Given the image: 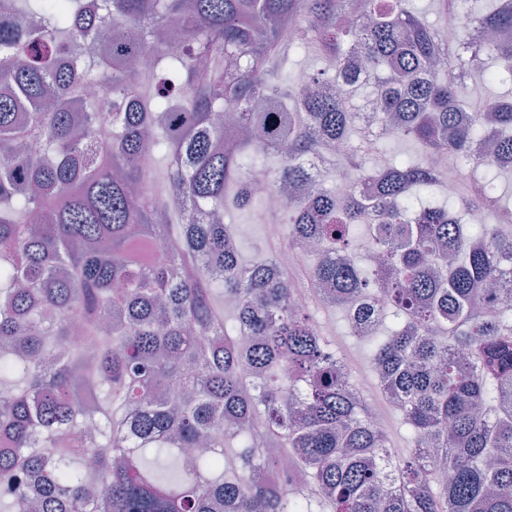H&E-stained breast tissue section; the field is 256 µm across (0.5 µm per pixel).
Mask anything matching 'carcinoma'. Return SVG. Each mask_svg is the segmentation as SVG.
Wrapping results in <instances>:
<instances>
[{
	"instance_id": "carcinoma-1",
	"label": "carcinoma",
	"mask_w": 512,
	"mask_h": 512,
	"mask_svg": "<svg viewBox=\"0 0 512 512\" xmlns=\"http://www.w3.org/2000/svg\"><path fill=\"white\" fill-rule=\"evenodd\" d=\"M436 4L446 24L466 11ZM478 23L450 42L410 0H7L4 512H512V205L495 183L512 161V101L462 108L473 72L512 82V42L487 38L512 31V0ZM303 53L320 64L308 89L295 82ZM362 90L394 122L390 138L419 153L368 167L384 150L351 107ZM434 157L468 171L442 204L426 202L441 192ZM313 159L353 183L314 182ZM259 169L312 185L286 204L281 244L317 245L305 285L323 308L349 313L388 282L356 338L407 453L344 386L278 245L243 260L226 218L259 198L247 185ZM469 211L496 223H460ZM374 223L362 255L356 230ZM101 445L91 477L84 457ZM284 457L288 488L268 480Z\"/></svg>"
}]
</instances>
